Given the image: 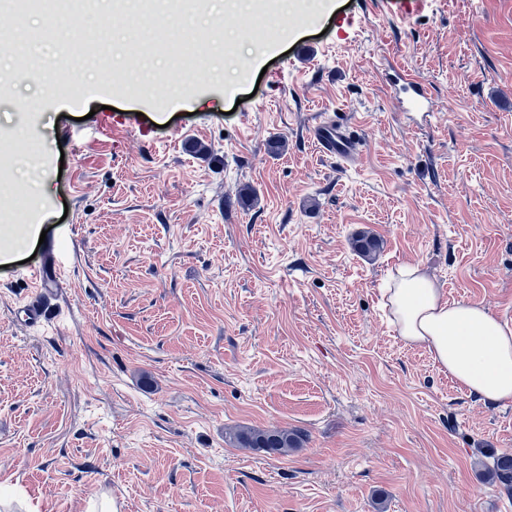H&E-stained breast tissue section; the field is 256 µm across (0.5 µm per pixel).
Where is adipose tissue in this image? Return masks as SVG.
Instances as JSON below:
<instances>
[{
	"label": "adipose tissue",
	"instance_id": "1",
	"mask_svg": "<svg viewBox=\"0 0 512 512\" xmlns=\"http://www.w3.org/2000/svg\"><path fill=\"white\" fill-rule=\"evenodd\" d=\"M390 321L407 344L490 407L512 402V323L479 303L448 302L419 266H401L386 292Z\"/></svg>",
	"mask_w": 512,
	"mask_h": 512
}]
</instances>
